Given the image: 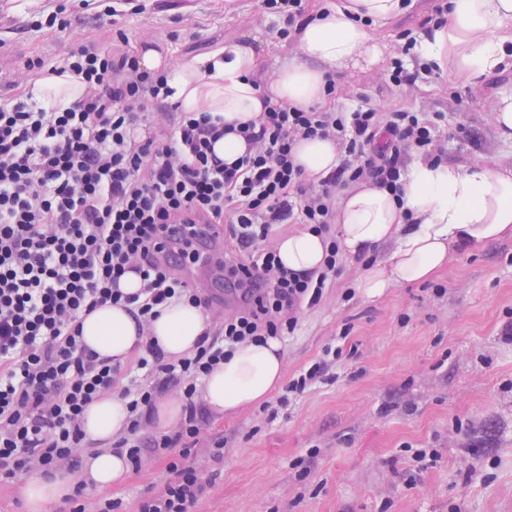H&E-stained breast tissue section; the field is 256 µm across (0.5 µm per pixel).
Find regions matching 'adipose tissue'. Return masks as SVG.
<instances>
[{
  "label": "adipose tissue",
  "mask_w": 512,
  "mask_h": 512,
  "mask_svg": "<svg viewBox=\"0 0 512 512\" xmlns=\"http://www.w3.org/2000/svg\"><path fill=\"white\" fill-rule=\"evenodd\" d=\"M442 23L420 33L414 47L434 72L464 86L481 85L488 77L512 69V0H447ZM408 0H326L315 8L296 40L299 54L285 61L266 83L255 75L260 55L253 43L224 46L209 54L173 63L156 48L143 49L141 70L167 71L173 105L185 112H207L228 123L258 120L265 102H281L302 110L328 103L330 77L355 68L378 66L384 48L373 32L407 11ZM84 87L71 73L36 81L33 98L45 108L69 107ZM295 162L307 182L318 183L343 160L336 140H298ZM336 241L340 251L369 255L357 287L368 298L389 289L430 280L451 253L470 252L512 238V167L478 161L467 168L416 157L403 180L401 195L369 183L342 191L336 205ZM381 259L372 252L382 244ZM328 243L314 231L301 230L280 239L277 254L290 270L305 273L324 267ZM206 328L202 307L173 303L164 307L148 329L120 305L105 304L82 320V340L100 356L125 361L137 345L157 340L166 357L191 354ZM279 340L236 345L206 375L200 398L216 414L265 401L282 382ZM128 425L126 403L106 395L83 415L88 438L100 447L85 460L80 473L56 472L22 476L27 512H54L85 484L105 492L130 471L117 440Z\"/></svg>",
  "instance_id": "adipose-tissue-1"
}]
</instances>
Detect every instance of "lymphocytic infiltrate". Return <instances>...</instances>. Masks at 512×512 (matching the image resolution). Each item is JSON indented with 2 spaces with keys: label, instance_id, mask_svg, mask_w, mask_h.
<instances>
[{
  "label": "lymphocytic infiltrate",
  "instance_id": "obj_1",
  "mask_svg": "<svg viewBox=\"0 0 512 512\" xmlns=\"http://www.w3.org/2000/svg\"><path fill=\"white\" fill-rule=\"evenodd\" d=\"M29 79L66 72L86 89L63 111H49L11 81L0 99V484L31 468L51 474L76 467L85 446L82 416L101 393L118 390L131 420L118 442L139 465V433L155 397L180 387L186 401L181 431L154 439L178 448L163 490L141 512H192L205 486L189 459L204 421L194 401L199 379L234 345L294 335L296 311L317 305L339 273L329 242L320 272L281 265L264 243L277 224H306L330 234L336 196L359 182L397 193L409 150L429 152L444 113L433 119L398 110L382 114L363 104L351 112L303 111L266 104L260 124L239 130L245 155L225 164L212 150L224 123L204 112L181 113L165 136L152 132L147 104L168 108L165 72L141 71L135 54L89 41L62 63L27 59ZM344 141L342 164L308 189L292 156L296 140ZM198 232L226 225L238 252L224 260L238 287L261 278L265 287L244 307L206 330L194 354L166 360L158 344L139 352L144 381L123 383L120 368L80 339V318L107 302L125 303L140 317L162 306L201 304L196 288L172 271L147 263L163 251L166 225ZM139 274L140 293L118 282Z\"/></svg>",
  "mask_w": 512,
  "mask_h": 512
}]
</instances>
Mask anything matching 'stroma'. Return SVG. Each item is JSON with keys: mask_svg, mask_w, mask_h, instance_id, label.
<instances>
[{"mask_svg": "<svg viewBox=\"0 0 512 512\" xmlns=\"http://www.w3.org/2000/svg\"><path fill=\"white\" fill-rule=\"evenodd\" d=\"M438 0L413 8L382 33L385 61L336 78L333 110L367 101L390 112H441L432 146L442 161L467 166L482 160L512 165V140L492 121L496 92L512 90V71L494 86L467 87L445 75L422 76L395 87V62L420 59L405 53L406 32H420ZM63 4L67 30L49 26ZM0 0V76L24 80V60H62L94 40L113 50L139 51L154 43L182 61L225 43L252 39L270 75L295 44L282 40L281 17L264 0ZM112 6L129 41L113 40ZM366 257L340 255V273L314 307L298 313V328L285 337V380L318 361L325 347L340 349L329 380L281 406L283 389L269 410L252 405L207 414L191 462L208 487L195 512H512V238L454 256L431 280L390 289L368 299L355 284ZM224 440V457L210 448ZM436 454V463L419 452ZM167 460L145 454L127 481L103 494L82 491L85 512H140L163 489Z\"/></svg>", "mask_w": 512, "mask_h": 512, "instance_id": "stroma-1", "label": "stroma"}]
</instances>
